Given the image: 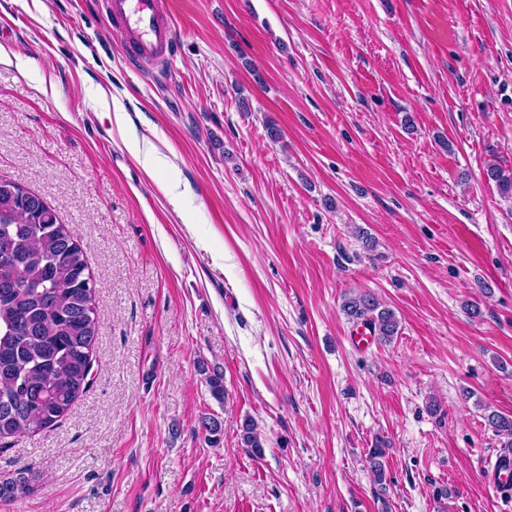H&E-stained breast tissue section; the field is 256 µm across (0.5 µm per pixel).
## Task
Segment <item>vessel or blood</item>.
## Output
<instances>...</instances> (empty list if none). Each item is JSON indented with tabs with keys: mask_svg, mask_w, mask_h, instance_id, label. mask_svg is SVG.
<instances>
[{
	"mask_svg": "<svg viewBox=\"0 0 512 512\" xmlns=\"http://www.w3.org/2000/svg\"><path fill=\"white\" fill-rule=\"evenodd\" d=\"M108 10L120 23V36L143 62L168 64L174 53L175 29L164 11V0H108ZM486 480L497 493L512 486V452L497 455Z\"/></svg>",
	"mask_w": 512,
	"mask_h": 512,
	"instance_id": "b4317fda",
	"label": "vessel or blood"
}]
</instances>
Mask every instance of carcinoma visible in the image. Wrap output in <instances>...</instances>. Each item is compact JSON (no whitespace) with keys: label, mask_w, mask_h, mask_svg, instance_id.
I'll use <instances>...</instances> for the list:
<instances>
[{"label":"carcinoma","mask_w":512,"mask_h":512,"mask_svg":"<svg viewBox=\"0 0 512 512\" xmlns=\"http://www.w3.org/2000/svg\"><path fill=\"white\" fill-rule=\"evenodd\" d=\"M486 177L512 195V170L493 164ZM16 186L0 179V442L54 426L89 389L88 370L99 334L96 290L86 286L89 266L67 225L36 198L19 204ZM341 312L371 331L381 345L393 342L395 312L368 292L344 297ZM213 398L224 402V375L200 367ZM512 447V415L486 416ZM244 447L259 458L264 440L250 420L242 423ZM386 442L375 439L367 463L374 482L386 489ZM35 475L21 469L0 475V501L32 489Z\"/></svg>","instance_id":"obj_1"}]
</instances>
